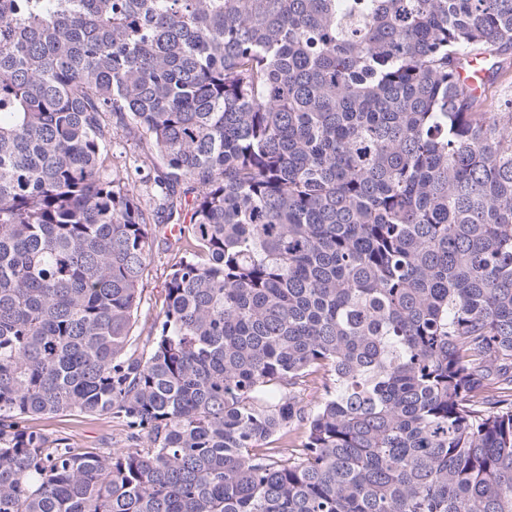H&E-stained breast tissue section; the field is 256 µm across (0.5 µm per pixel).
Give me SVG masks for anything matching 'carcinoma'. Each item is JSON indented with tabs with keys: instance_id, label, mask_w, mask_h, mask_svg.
<instances>
[{
	"instance_id": "1",
	"label": "carcinoma",
	"mask_w": 512,
	"mask_h": 512,
	"mask_svg": "<svg viewBox=\"0 0 512 512\" xmlns=\"http://www.w3.org/2000/svg\"><path fill=\"white\" fill-rule=\"evenodd\" d=\"M511 50L512 0H0V512H512V77L457 73ZM470 67L477 69L471 70ZM478 67V64L473 59H470L468 65L460 70V78L470 88L472 94L477 97L483 94L488 80H490L486 64L480 68ZM173 257L174 255L171 252L166 251V245L162 241L155 244L148 266L143 303L141 307V317L135 330V335H138L143 330V324L146 316L147 319H151V317H153L159 310V300L161 298L167 276L170 272L171 265L175 261ZM146 334L147 329H144L142 331V336L139 339L141 347L143 343L146 342ZM31 424L53 432L69 434L79 448H135L143 440L130 439L129 431L115 419L106 416L60 415L52 419H38Z\"/></svg>"
}]
</instances>
